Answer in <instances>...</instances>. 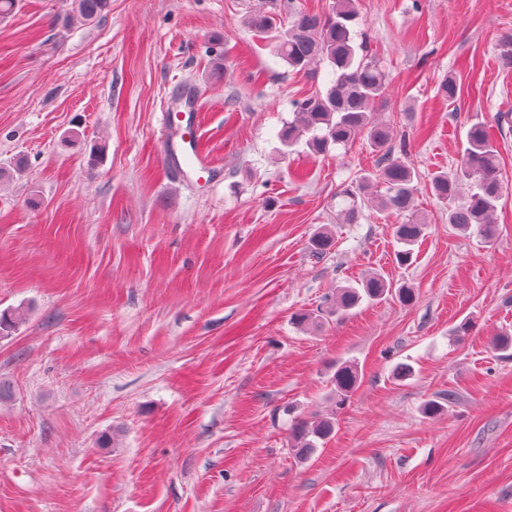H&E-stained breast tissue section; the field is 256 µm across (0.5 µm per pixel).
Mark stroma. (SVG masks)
I'll use <instances>...</instances> for the list:
<instances>
[{"label": "stroma", "instance_id": "obj_1", "mask_svg": "<svg viewBox=\"0 0 512 512\" xmlns=\"http://www.w3.org/2000/svg\"><path fill=\"white\" fill-rule=\"evenodd\" d=\"M257 5L112 0L66 27L70 0H19L0 17V311L25 314L0 336V512H512V357L491 344L512 332V121L495 135L494 241L458 232L428 189L472 120L512 113V0H358L417 174L425 231L407 266L382 213L336 216L339 185L375 169L366 142L315 156L279 141L316 84L244 25ZM451 70L448 102L435 86ZM181 88L221 167L208 186L162 157ZM324 227L336 246L317 262ZM370 272L415 303L295 324ZM342 363L360 383L339 407ZM400 363L412 377L394 378ZM331 412L334 436L297 461L292 422Z\"/></svg>", "mask_w": 512, "mask_h": 512}]
</instances>
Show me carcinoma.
I'll return each instance as SVG.
<instances>
[{"mask_svg":"<svg viewBox=\"0 0 512 512\" xmlns=\"http://www.w3.org/2000/svg\"><path fill=\"white\" fill-rule=\"evenodd\" d=\"M111 0H73L67 22H91L103 17ZM247 27L270 40L276 57L291 71L319 77L322 66L329 78L322 89L292 101L293 120L286 123L278 137L287 147L300 142L314 153L326 152L336 145L345 150L362 140L376 153L374 177H362L343 185L336 192L338 217L343 224H356L363 209L374 207L387 218L396 220L395 236L402 249L396 262L404 266L413 255L423 232V223L415 209L418 185L416 175L406 163L409 151L406 139L394 134L390 123L378 118L387 101L388 75L382 65L368 55L367 43L356 42L359 31L357 0H333L323 13L303 10L298 0H262V6L245 19ZM460 79L450 72L437 84L436 95L451 101L458 95ZM383 191L369 192L373 183ZM431 194L448 203V223L463 232H471L487 242L497 232L496 211L502 198L500 153L485 122L469 126L462 140L459 160L449 172L434 175ZM332 234L322 231L311 244V256L317 260L332 250ZM391 292V286L378 273H371L359 286H338L329 299L327 313L344 316L362 299L379 300ZM23 321L20 311L0 313V335L7 334ZM359 371L353 364H341L334 374L336 404L342 405L356 389ZM331 417L295 421L289 433L291 448L301 458L310 455L320 441L334 432Z\"/></svg>","mask_w":512,"mask_h":512,"instance_id":"obj_1","label":"carcinoma"}]
</instances>
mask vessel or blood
Here are the masks:
<instances>
[{
    "label": "vessel or blood",
    "instance_id": "obj_1",
    "mask_svg": "<svg viewBox=\"0 0 512 512\" xmlns=\"http://www.w3.org/2000/svg\"><path fill=\"white\" fill-rule=\"evenodd\" d=\"M196 116L175 104H168L161 118V136L167 145L166 162L179 169L184 181L207 184L214 181L218 168L196 147Z\"/></svg>",
    "mask_w": 512,
    "mask_h": 512
}]
</instances>
